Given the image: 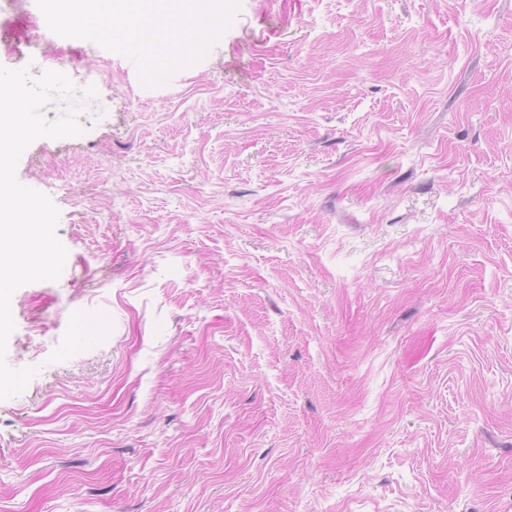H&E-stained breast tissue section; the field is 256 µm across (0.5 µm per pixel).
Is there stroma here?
Segmentation results:
<instances>
[{
    "mask_svg": "<svg viewBox=\"0 0 512 512\" xmlns=\"http://www.w3.org/2000/svg\"><path fill=\"white\" fill-rule=\"evenodd\" d=\"M31 143L61 276L17 289L0 512H512V0H239Z\"/></svg>",
    "mask_w": 512,
    "mask_h": 512,
    "instance_id": "obj_1",
    "label": "stroma"
}]
</instances>
